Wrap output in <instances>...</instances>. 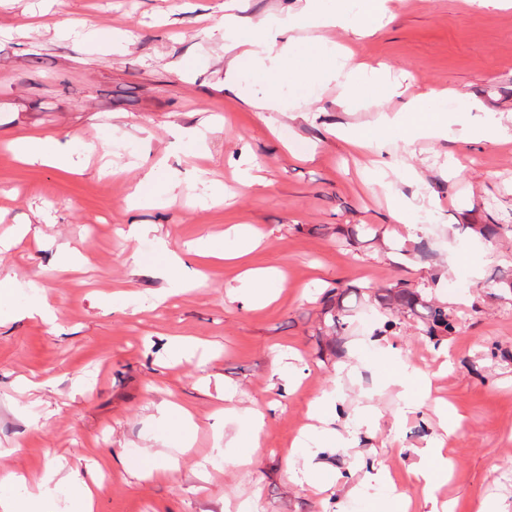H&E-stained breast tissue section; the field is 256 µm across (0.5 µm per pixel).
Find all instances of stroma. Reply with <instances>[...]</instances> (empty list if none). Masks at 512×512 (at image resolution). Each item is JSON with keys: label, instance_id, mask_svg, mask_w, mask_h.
Returning a JSON list of instances; mask_svg holds the SVG:
<instances>
[{"label": "stroma", "instance_id": "stroma-1", "mask_svg": "<svg viewBox=\"0 0 512 512\" xmlns=\"http://www.w3.org/2000/svg\"><path fill=\"white\" fill-rule=\"evenodd\" d=\"M220 2L0 0V279L12 280L16 305L39 302L58 316L53 326L0 318V480L104 462L112 479L96 512H234L244 501L256 512H332L338 498L352 512L373 500L389 512L387 491L353 497L338 479L361 454L390 471L412 512H429L408 470L440 445L451 461L440 500L454 512L483 501L512 512V233L489 241L478 232L512 210V134L492 145L476 133L485 111L512 116V7L395 0L393 20L363 37L302 25L306 51L346 47L400 92L346 109L340 87L310 77L284 83V101L299 109L282 113L249 106L258 90L249 69L226 91ZM67 18L117 38L79 44L59 32ZM453 88L483 105L448 109L468 139H421L411 153L394 131L382 152L357 153L337 134L348 126L374 137L378 111ZM23 137L55 140L71 164L19 160L10 144ZM255 164L263 184L242 186ZM149 171L158 177L150 203H131ZM397 197L415 204L408 223L391 216ZM132 224L147 235L126 237ZM239 224L263 236L244 259L202 260L195 288L157 275L162 248L214 235L233 249L227 231ZM62 244L80 251L68 268ZM463 249L471 263L450 264ZM247 269L279 271L267 283L274 302L243 305ZM403 284L445 308L456 334L434 343L415 317L388 307L387 291ZM332 288L344 292L339 335ZM175 336L195 340L189 358L173 353ZM396 360L431 380L419 411L386 379ZM23 378L39 389L21 391ZM224 387L238 392V421L216 414ZM329 392L335 427L354 442L326 452L315 489L287 476L286 454L312 422L311 402ZM271 400L278 409L250 463L211 460ZM161 404L196 415L195 441L174 461ZM441 404L459 423L454 435L437 424ZM364 409L375 430L355 426ZM130 461L156 476L133 474Z\"/></svg>", "mask_w": 512, "mask_h": 512}]
</instances>
